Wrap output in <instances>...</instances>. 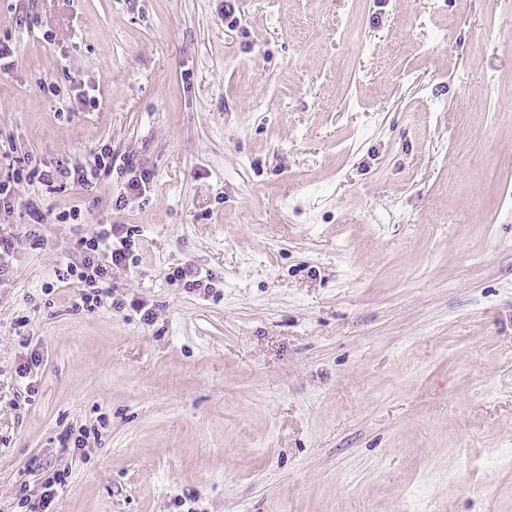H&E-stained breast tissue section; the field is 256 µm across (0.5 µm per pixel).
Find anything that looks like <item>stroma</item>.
<instances>
[{"label": "stroma", "instance_id": "35a3bbf8", "mask_svg": "<svg viewBox=\"0 0 512 512\" xmlns=\"http://www.w3.org/2000/svg\"><path fill=\"white\" fill-rule=\"evenodd\" d=\"M0 40L18 156L132 159L0 211L44 238L0 512L58 471L50 512H512V0H0ZM94 224L140 234L88 311L49 283Z\"/></svg>", "mask_w": 512, "mask_h": 512}]
</instances>
